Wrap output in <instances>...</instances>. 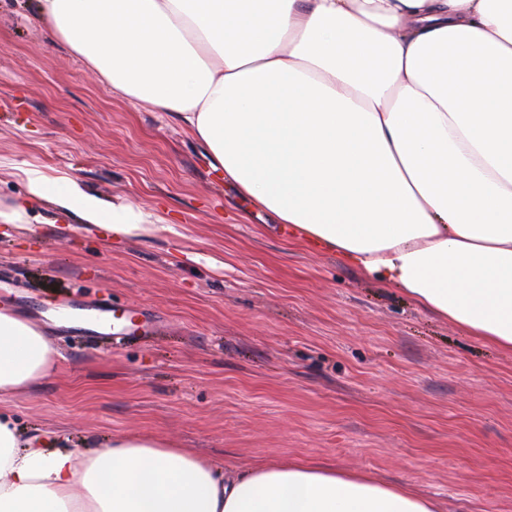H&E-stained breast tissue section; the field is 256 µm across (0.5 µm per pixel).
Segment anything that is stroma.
<instances>
[{
    "mask_svg": "<svg viewBox=\"0 0 512 512\" xmlns=\"http://www.w3.org/2000/svg\"><path fill=\"white\" fill-rule=\"evenodd\" d=\"M33 9L0 0V206L26 198V162L164 222L0 224V303L61 355L7 402L22 438L149 432L228 468L306 458L442 512H512V354L289 241L176 122L47 44Z\"/></svg>",
    "mask_w": 512,
    "mask_h": 512,
    "instance_id": "1",
    "label": "stroma"
}]
</instances>
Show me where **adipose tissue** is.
Segmentation results:
<instances>
[{
  "mask_svg": "<svg viewBox=\"0 0 512 512\" xmlns=\"http://www.w3.org/2000/svg\"><path fill=\"white\" fill-rule=\"evenodd\" d=\"M47 41L205 145L299 243L512 353V0H38ZM29 201L116 237L153 209L22 165ZM43 327L0 306V400L49 376ZM0 512H438L306 461L225 470L150 433L77 452L0 419Z\"/></svg>",
  "mask_w": 512,
  "mask_h": 512,
  "instance_id": "obj_1",
  "label": "adipose tissue"
}]
</instances>
